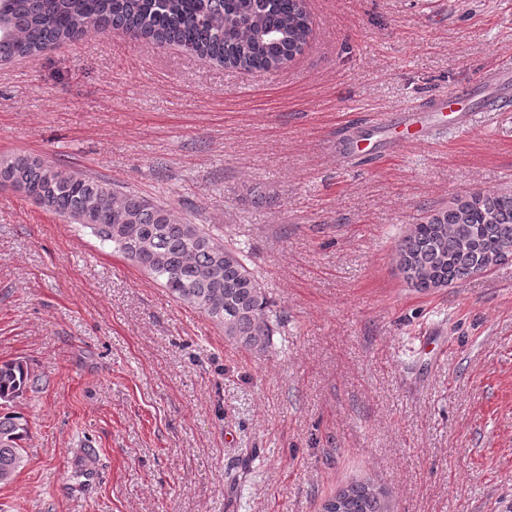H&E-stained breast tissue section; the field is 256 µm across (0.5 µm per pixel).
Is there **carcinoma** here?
<instances>
[{"label":"carcinoma","instance_id":"carcinoma-1","mask_svg":"<svg viewBox=\"0 0 512 512\" xmlns=\"http://www.w3.org/2000/svg\"><path fill=\"white\" fill-rule=\"evenodd\" d=\"M131 30L164 47L225 68L275 70L301 53L310 33L303 0H0V64L41 54L89 28ZM0 187L90 230L143 266L178 302L208 317L224 339L256 353L272 347L281 317L247 252L221 242L169 205L26 154L0 158ZM512 258V191H475L427 213L395 245L397 266L418 291L444 288L478 271L489 256ZM31 384L21 361L0 363V485L27 462L28 418L11 408ZM322 512H392L370 480L340 488Z\"/></svg>","mask_w":512,"mask_h":512}]
</instances>
